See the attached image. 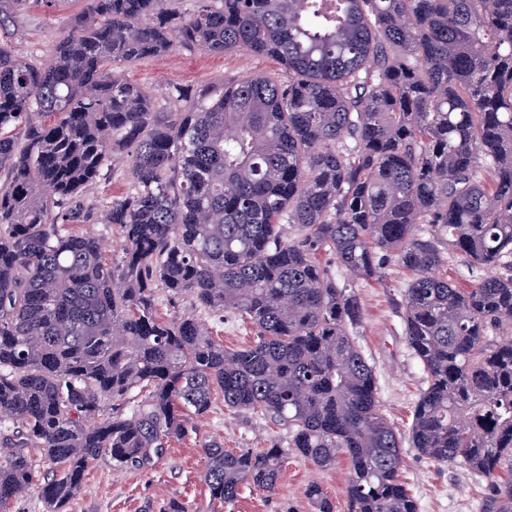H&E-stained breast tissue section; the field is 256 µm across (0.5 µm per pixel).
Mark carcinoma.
<instances>
[{
	"label": "carcinoma",
	"mask_w": 512,
	"mask_h": 512,
	"mask_svg": "<svg viewBox=\"0 0 512 512\" xmlns=\"http://www.w3.org/2000/svg\"><path fill=\"white\" fill-rule=\"evenodd\" d=\"M27 2L0 0V512L30 493L64 512L100 460L155 469L216 389L288 443L203 444L213 499L273 491L290 453H342L347 512H418L350 334L356 294L324 255L358 279L412 272L404 334L428 386L411 447L485 475L488 512H512V274H438L441 244L512 268V0H90L22 58L7 35ZM196 47L283 74L172 84L159 108L113 73ZM118 156L128 190L99 206L86 192ZM97 213L123 237L110 259L73 228ZM160 292L257 336L226 349L194 315L159 317Z\"/></svg>",
	"instance_id": "cac0c4a2"
}]
</instances>
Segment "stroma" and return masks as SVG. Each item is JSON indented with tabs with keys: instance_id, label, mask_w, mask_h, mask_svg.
Listing matches in <instances>:
<instances>
[{
	"instance_id": "35a3bbf8",
	"label": "stroma",
	"mask_w": 512,
	"mask_h": 512,
	"mask_svg": "<svg viewBox=\"0 0 512 512\" xmlns=\"http://www.w3.org/2000/svg\"><path fill=\"white\" fill-rule=\"evenodd\" d=\"M88 7L87 0H60L51 7L32 0L12 41L15 53L26 56L49 51ZM276 69L271 59L253 53L225 56L196 50L151 57L117 69L115 75L147 86L161 105L172 83L190 89H219L227 81ZM336 277L349 281L359 299L363 318L354 337L375 369L381 410L400 433H407L413 407L427 386L426 374L406 343L400 308L411 273L393 265L385 279L363 281L340 267ZM202 320L213 338L228 348L245 346L256 334L255 325L237 314H206ZM205 439L218 440L228 451H260L276 443L286 444L287 434L268 421L228 410L223 393L214 391L212 408L201 420L198 433L172 442L155 469L129 472L103 460L93 463L81 493L70 501L66 512H144L146 505L158 508L171 501L180 503L186 512H314L306 496L307 487L314 482L321 486L335 512H346L349 465L342 457L334 466L321 469L299 456H289L274 492L245 487L232 505L214 501L202 478L205 462L200 443ZM401 475L417 501L418 512H486L492 495L485 477L458 465L431 462L410 447L403 450Z\"/></svg>"
}]
</instances>
